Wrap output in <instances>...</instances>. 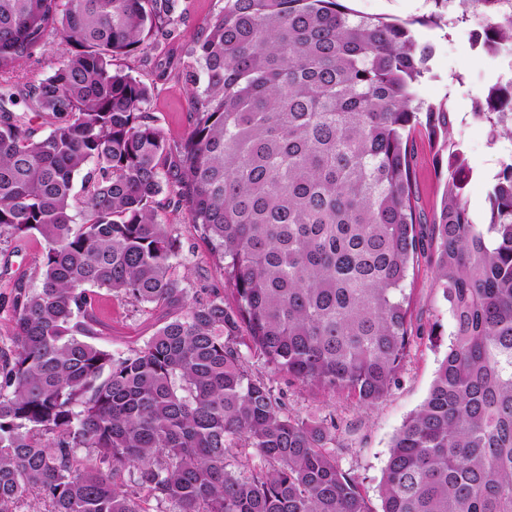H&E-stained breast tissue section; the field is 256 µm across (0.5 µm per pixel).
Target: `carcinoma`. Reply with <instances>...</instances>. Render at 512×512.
Wrapping results in <instances>:
<instances>
[{"instance_id":"obj_1","label":"carcinoma","mask_w":512,"mask_h":512,"mask_svg":"<svg viewBox=\"0 0 512 512\" xmlns=\"http://www.w3.org/2000/svg\"><path fill=\"white\" fill-rule=\"evenodd\" d=\"M411 20L345 0H225L179 59L187 129L169 138L152 63L178 0H0V236L40 240L7 301L0 512H376L336 460L334 421L288 411L275 371L360 407L398 382L410 271L429 253L452 321L427 397L395 433L381 512H512V155L470 209L448 102L418 87L448 3ZM472 46L512 55L500 0ZM51 37L64 52L42 70ZM488 140L512 137V81L476 95ZM437 145L439 207L422 232L409 141ZM181 216L222 282L177 273ZM159 313L142 344L95 342L100 292Z\"/></svg>"}]
</instances>
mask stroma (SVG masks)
Returning <instances> with one entry per match:
<instances>
[{
    "label": "stroma",
    "instance_id": "stroma-1",
    "mask_svg": "<svg viewBox=\"0 0 512 512\" xmlns=\"http://www.w3.org/2000/svg\"><path fill=\"white\" fill-rule=\"evenodd\" d=\"M192 3L193 12L180 26L176 37L157 51L154 63L132 68L134 76L154 86L151 110L158 125L173 139L182 136L187 127L186 87L176 77L180 49L190 43L210 12L223 7L224 0H192ZM479 26V20L473 18L451 31L444 28L427 31L436 54L431 62V75L418 88L421 99L431 103L449 101L457 114L453 137L464 144L473 169L468 199L471 209L477 212L483 209L487 188L502 159L512 153V140L505 138L497 145H489L484 127L470 115V92L478 90L496 67L495 62L479 58L471 47V32ZM454 73L465 77L466 87L450 84L448 77ZM410 150L415 205L421 214L429 216L439 205L442 192L433 163L436 147L426 135L417 133ZM40 253L41 246L32 237L0 241L1 350L10 346L9 316L5 308L10 290L5 278L32 273ZM412 287L413 319L422 336L411 343L397 384L373 407H359L341 396H323L298 385H286L263 359L253 355L248 358L253 373L269 378L275 388L285 389L290 412L310 422L335 419L339 465L359 476L372 495L377 492L390 441L425 399L443 355L440 343L447 340L451 330L448 308L435 285L428 258H420ZM97 316L104 327L99 343L113 351H125L141 344L151 334L154 323L149 314L108 293L101 297Z\"/></svg>",
    "mask_w": 512,
    "mask_h": 512
}]
</instances>
